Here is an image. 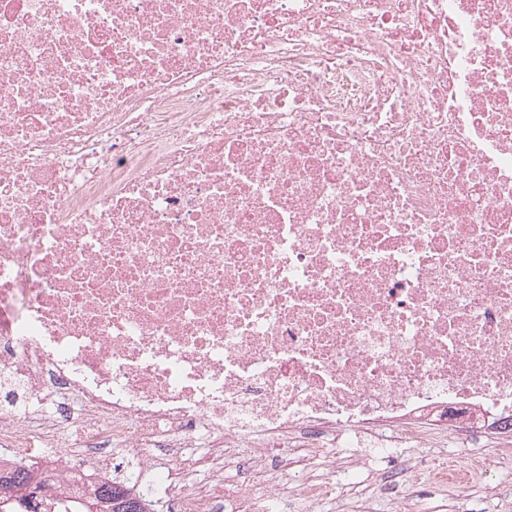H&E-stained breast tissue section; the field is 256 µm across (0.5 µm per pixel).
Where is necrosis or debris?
I'll use <instances>...</instances> for the list:
<instances>
[{
  "label": "necrosis or debris",
  "mask_w": 512,
  "mask_h": 512,
  "mask_svg": "<svg viewBox=\"0 0 512 512\" xmlns=\"http://www.w3.org/2000/svg\"><path fill=\"white\" fill-rule=\"evenodd\" d=\"M473 432L512 458V0H0V468L313 512L339 435L462 485ZM448 447L455 454V458L460 461H467L476 456L485 457L492 455L494 445L491 440L486 438L473 437L464 442L452 441Z\"/></svg>",
  "instance_id": "4bbe7bcc"
}]
</instances>
